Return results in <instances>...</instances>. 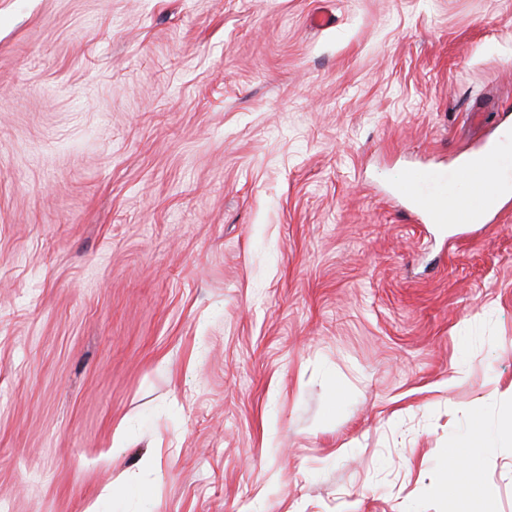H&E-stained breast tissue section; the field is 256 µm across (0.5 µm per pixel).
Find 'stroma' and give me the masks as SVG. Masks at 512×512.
<instances>
[{"instance_id":"35a3bbf8","label":"stroma","mask_w":512,"mask_h":512,"mask_svg":"<svg viewBox=\"0 0 512 512\" xmlns=\"http://www.w3.org/2000/svg\"><path fill=\"white\" fill-rule=\"evenodd\" d=\"M506 129L512 0H0V512H512ZM499 143L505 158L504 165L498 147L489 144L479 152L476 163L463 166L449 175L425 167L408 170L396 186V193L410 200L415 212L432 223L447 224L449 220L451 224L458 225L479 224V218L490 208L498 194L497 183L503 186V195L508 194L510 189L509 139ZM501 166L500 172L494 175L496 183L490 176ZM458 185L466 189V194L453 197L451 190ZM449 200H452L450 206ZM482 447L466 446L464 448H469V450L465 455L450 460L448 465V486L456 487L467 481L469 473L481 463Z\"/></svg>"}]
</instances>
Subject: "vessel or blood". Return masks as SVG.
<instances>
[{"label": "vessel or blood", "instance_id": "1", "mask_svg": "<svg viewBox=\"0 0 512 512\" xmlns=\"http://www.w3.org/2000/svg\"><path fill=\"white\" fill-rule=\"evenodd\" d=\"M502 164V153L489 144L480 151L476 163L451 174L425 167L408 170L396 193L410 200L415 212L432 223L475 224L498 194L499 187L491 176Z\"/></svg>", "mask_w": 512, "mask_h": 512}]
</instances>
